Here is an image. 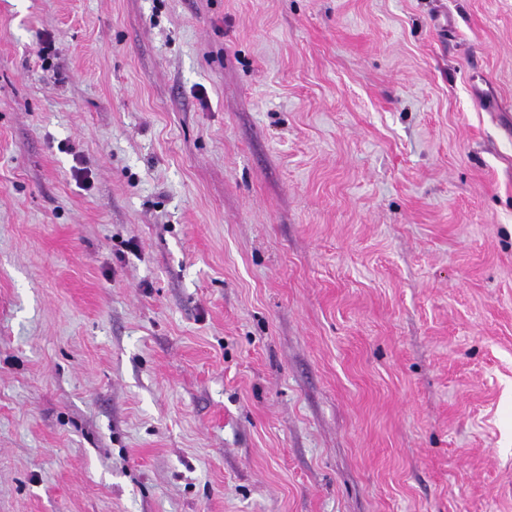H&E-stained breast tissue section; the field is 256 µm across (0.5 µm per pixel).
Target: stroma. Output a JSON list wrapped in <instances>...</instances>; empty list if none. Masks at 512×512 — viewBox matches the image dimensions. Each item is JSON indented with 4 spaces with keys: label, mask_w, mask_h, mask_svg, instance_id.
Returning a JSON list of instances; mask_svg holds the SVG:
<instances>
[{
    "label": "stroma",
    "mask_w": 512,
    "mask_h": 512,
    "mask_svg": "<svg viewBox=\"0 0 512 512\" xmlns=\"http://www.w3.org/2000/svg\"><path fill=\"white\" fill-rule=\"evenodd\" d=\"M512 0H0V512H512Z\"/></svg>",
    "instance_id": "stroma-1"
}]
</instances>
